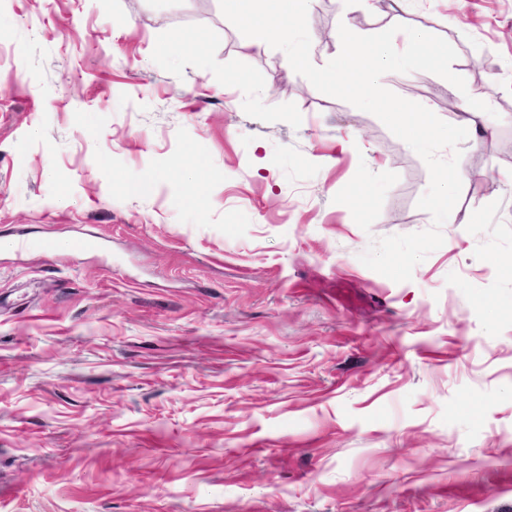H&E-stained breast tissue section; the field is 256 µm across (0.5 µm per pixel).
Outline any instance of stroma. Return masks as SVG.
Listing matches in <instances>:
<instances>
[{
	"label": "stroma",
	"mask_w": 512,
	"mask_h": 512,
	"mask_svg": "<svg viewBox=\"0 0 512 512\" xmlns=\"http://www.w3.org/2000/svg\"><path fill=\"white\" fill-rule=\"evenodd\" d=\"M396 24L467 89L383 87L496 112L401 283L425 163L219 0H0V243L58 245L0 246V512H512V0H316L310 59Z\"/></svg>",
	"instance_id": "35a3bbf8"
}]
</instances>
